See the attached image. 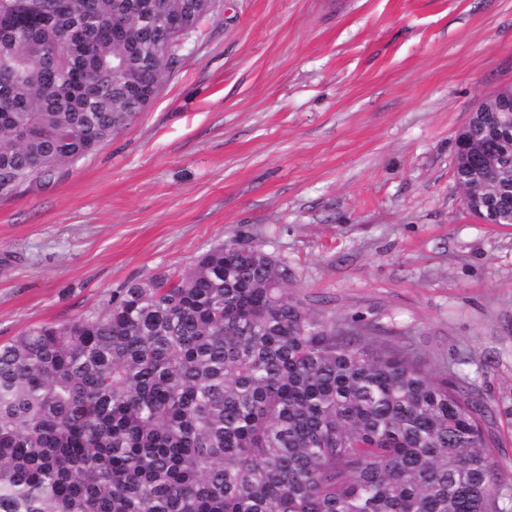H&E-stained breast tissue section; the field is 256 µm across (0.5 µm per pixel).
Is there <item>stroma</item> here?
I'll return each instance as SVG.
<instances>
[{
  "label": "stroma",
  "instance_id": "35a3bbf8",
  "mask_svg": "<svg viewBox=\"0 0 512 512\" xmlns=\"http://www.w3.org/2000/svg\"><path fill=\"white\" fill-rule=\"evenodd\" d=\"M508 87L512 0H215L132 125L0 202V343L246 239L314 316L465 378L511 470L512 225L454 177Z\"/></svg>",
  "mask_w": 512,
  "mask_h": 512
}]
</instances>
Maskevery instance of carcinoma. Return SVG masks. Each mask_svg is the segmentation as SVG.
Masks as SVG:
<instances>
[{
	"mask_svg": "<svg viewBox=\"0 0 512 512\" xmlns=\"http://www.w3.org/2000/svg\"><path fill=\"white\" fill-rule=\"evenodd\" d=\"M201 0H0V199L46 184L151 100ZM488 97L455 160L512 224V112ZM248 241L0 345V512H506L491 411L469 383L288 297Z\"/></svg>",
	"mask_w": 512,
	"mask_h": 512,
	"instance_id": "obj_1",
	"label": "carcinoma"
}]
</instances>
